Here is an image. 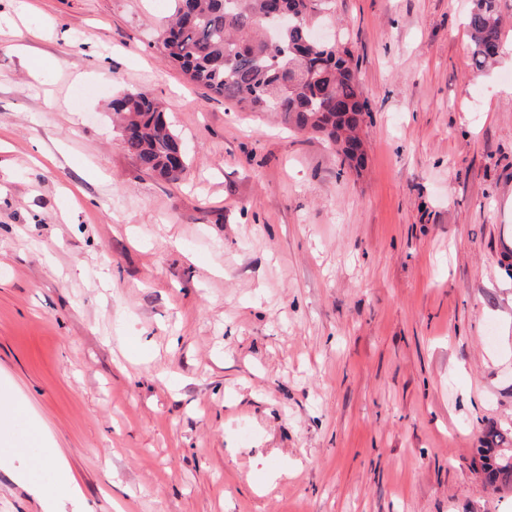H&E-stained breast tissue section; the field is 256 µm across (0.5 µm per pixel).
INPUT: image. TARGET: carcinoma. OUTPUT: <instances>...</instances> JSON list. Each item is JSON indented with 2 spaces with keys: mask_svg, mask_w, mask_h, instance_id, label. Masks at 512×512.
<instances>
[{
  "mask_svg": "<svg viewBox=\"0 0 512 512\" xmlns=\"http://www.w3.org/2000/svg\"><path fill=\"white\" fill-rule=\"evenodd\" d=\"M273 2L174 0V14L160 32L163 53L212 97L252 112H273L290 127L321 134L336 145L340 165L362 167L364 156L337 147L359 139L369 112L350 51L313 37L309 18L323 0H282L298 19L271 39ZM499 2L472 0L467 29L478 71L500 54ZM112 110L124 149L141 169L170 182L184 176L187 163L175 157L180 139L156 98L127 94L112 101ZM477 454L486 481L512 485V439L493 432Z\"/></svg>",
  "mask_w": 512,
  "mask_h": 512,
  "instance_id": "obj_1",
  "label": "carcinoma"
}]
</instances>
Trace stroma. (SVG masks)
<instances>
[{
	"mask_svg": "<svg viewBox=\"0 0 512 512\" xmlns=\"http://www.w3.org/2000/svg\"><path fill=\"white\" fill-rule=\"evenodd\" d=\"M0 0V408L79 512H512V0L473 71L470 0H330L365 165L168 62L173 0ZM164 105L184 179L113 98ZM112 110L123 129L124 149L141 169L170 182L184 176V149L156 98L147 92L127 94L112 101ZM178 147L182 150V164L175 157ZM483 448H477L479 460L482 461L481 472L489 483L501 482L512 485V437L504 433L492 432ZM47 461L54 468V482L50 495L44 498V512H62L59 511V506L67 502L76 504L81 499L82 492L68 464L55 448L49 451Z\"/></svg>",
	"mask_w": 512,
	"mask_h": 512,
	"instance_id": "1",
	"label": "stroma"
}]
</instances>
